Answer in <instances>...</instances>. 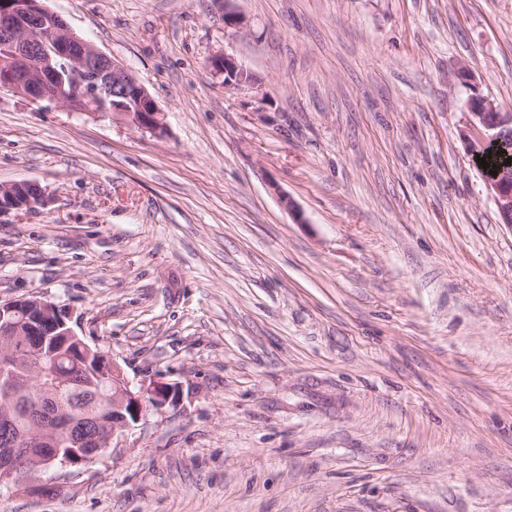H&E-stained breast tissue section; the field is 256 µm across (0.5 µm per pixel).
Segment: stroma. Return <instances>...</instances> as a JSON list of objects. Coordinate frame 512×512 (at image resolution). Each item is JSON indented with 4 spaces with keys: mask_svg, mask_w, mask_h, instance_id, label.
<instances>
[{
    "mask_svg": "<svg viewBox=\"0 0 512 512\" xmlns=\"http://www.w3.org/2000/svg\"><path fill=\"white\" fill-rule=\"evenodd\" d=\"M43 3L166 133L1 91L0 183L53 201L0 299L182 394L0 512H512V229L459 138L512 112V0ZM211 67L215 74L224 75L225 88L238 90L251 84L252 77L247 69L238 62L233 54L226 51H224V55L212 57ZM470 107L472 112L459 130V137L471 155L475 139L503 145L512 139V135L504 136L506 129L512 127L511 112H500L492 100L477 94L471 97Z\"/></svg>",
    "mask_w": 512,
    "mask_h": 512,
    "instance_id": "obj_1",
    "label": "stroma"
}]
</instances>
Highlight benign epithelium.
I'll return each mask as SVG.
<instances>
[{
	"label": "benign epithelium",
	"instance_id": "benign-epithelium-1",
	"mask_svg": "<svg viewBox=\"0 0 512 512\" xmlns=\"http://www.w3.org/2000/svg\"><path fill=\"white\" fill-rule=\"evenodd\" d=\"M214 73L224 76V87L240 89L252 77L234 55L224 53L211 59ZM25 96L32 102L69 104L70 98L92 101L105 110L156 135L165 133L164 114L133 73L101 52L91 42L77 36L66 21L47 9L41 0H0V91ZM136 111L126 109L127 103ZM470 117L459 130L467 149L474 140L506 144L512 127V113L501 112L495 103L480 95L470 100ZM488 195L497 211L512 215V180H485ZM50 196L32 181L0 185V216L17 215L46 208ZM55 334L64 354L57 382L67 383L77 371L93 363L100 374L112 381V391L104 409L93 419L92 432L75 429L76 422L58 411L37 412L24 431L14 428L9 415L0 416V486L21 485L32 492L41 490L40 473L50 467L87 466L118 444L126 431L150 412L178 396V388L151 382L138 386L120 365L97 348H91L69 325L67 316L42 295L0 299V368L25 365L29 374L42 370L43 351L30 345L45 330ZM65 443L74 445L73 455L60 456Z\"/></svg>",
	"mask_w": 512,
	"mask_h": 512
}]
</instances>
